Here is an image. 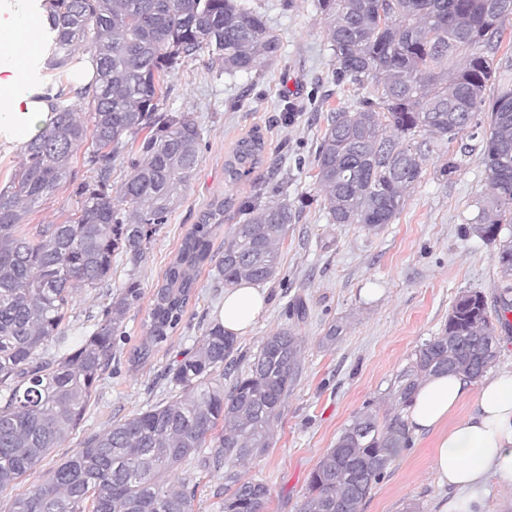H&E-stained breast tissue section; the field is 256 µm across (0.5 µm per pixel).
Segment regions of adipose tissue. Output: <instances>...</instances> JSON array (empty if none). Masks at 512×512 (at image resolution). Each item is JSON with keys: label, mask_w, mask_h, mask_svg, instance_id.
<instances>
[{"label": "adipose tissue", "mask_w": 512, "mask_h": 512, "mask_svg": "<svg viewBox=\"0 0 512 512\" xmlns=\"http://www.w3.org/2000/svg\"><path fill=\"white\" fill-rule=\"evenodd\" d=\"M42 0L0 5V147L21 149L47 127L53 115L39 100L36 74L40 55L18 66L15 47L42 40ZM266 297L248 282L224 292L218 317L226 332L246 334L261 315ZM475 396L473 410L453 420L457 406ZM410 435L436 434L435 471L454 496L451 512H489V485L512 489V369L485 374L479 385L457 373L423 380L404 411Z\"/></svg>", "instance_id": "1"}]
</instances>
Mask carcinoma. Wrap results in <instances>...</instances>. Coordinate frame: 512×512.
<instances>
[{
	"mask_svg": "<svg viewBox=\"0 0 512 512\" xmlns=\"http://www.w3.org/2000/svg\"><path fill=\"white\" fill-rule=\"evenodd\" d=\"M49 66L63 69L82 47L97 64L87 86L46 97L51 124L24 147L0 188V494L9 512H194L197 484L165 475L210 452L201 465L224 475V512H263L266 484L237 467L269 447L272 426L301 367V337L284 327L264 338L248 372L237 374V337L214 324L195 349L172 363L176 397L86 436L81 448L32 489L11 496L84 419L87 403L116 358L126 315L139 307L135 278L100 310L93 331L72 346L61 325L74 296L112 275V254L137 270L146 246L192 177L201 132L188 112L160 111L164 78L201 57L219 74L250 73L276 58L280 41L265 14L243 0H48ZM336 62L337 84L355 88L353 108L327 117L315 155V184L332 224L377 230L391 223L421 181L431 145H456L437 169L448 179L480 133L487 193L476 202L474 231L496 247L504 282L494 311L479 291L458 296L441 333L415 350L392 389L394 411L355 416L312 471L300 512H362L382 475L407 447L402 411L428 375L478 379L498 353L497 327L512 325V58L494 64L512 28V0H315ZM88 101L85 123L70 99ZM91 180L76 189L79 207L63 224L26 228L33 207L53 195L86 143ZM260 129L224 160L234 185L262 164ZM128 175L111 188L112 169ZM233 197L215 199L183 237L156 286L146 336L129 357L145 365L182 321L212 238ZM246 218L224 239L218 279L264 282L278 273L276 243L296 213L257 194L239 206ZM233 376L229 387L224 378Z\"/></svg>",
	"mask_w": 512,
	"mask_h": 512,
	"instance_id": "obj_1",
	"label": "carcinoma"
}]
</instances>
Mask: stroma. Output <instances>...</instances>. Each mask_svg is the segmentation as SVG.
<instances>
[{
    "instance_id": "1",
    "label": "stroma",
    "mask_w": 512,
    "mask_h": 512,
    "mask_svg": "<svg viewBox=\"0 0 512 512\" xmlns=\"http://www.w3.org/2000/svg\"><path fill=\"white\" fill-rule=\"evenodd\" d=\"M245 2L265 13L271 33L282 44L281 54L256 71L234 77L209 71L202 59L186 62L166 77L163 111L192 113L202 129L198 166L167 223L147 245L138 273L143 295L123 323L119 360L92 393L80 427L40 469L48 471L75 453L89 433L175 395L167 369L217 321L224 285L214 262L224 253L230 227L242 221L241 211L225 213L224 225L213 238L214 261L202 268L182 323L145 366L134 369L128 357L144 336L156 286L209 203L250 196L273 167L286 178L282 197L298 218L280 238L278 276L262 286L265 310L238 339L243 355L238 367L246 369L263 338L286 326L303 340L301 373L269 448L240 472L268 486L265 512H300L309 476L322 455L365 407L381 414L388 411L389 392L398 376L409 367L414 351L441 332L455 298L477 290L495 303L501 279L493 246L471 224L475 203L485 191L477 151L452 179L443 180L434 170L447 160L451 147L436 146L400 214L379 231L329 223L314 185L315 151L328 114L353 106L357 95L351 86L335 81L333 52L313 0ZM287 104L293 107L288 115L283 112ZM255 127L266 142L265 164L237 184H227L224 160L235 142ZM78 201L72 181L62 182L54 195L32 209L28 222L63 223ZM129 270L124 255L115 254L107 284L77 296L61 327L69 342L89 334L92 315L125 285ZM299 303L306 310L301 317L294 311ZM334 324L343 331L334 344H324ZM177 475L198 484L195 512H223V477L195 462L185 464ZM451 497L450 489L436 481L434 439L424 435L400 453L363 512H440Z\"/></svg>"
}]
</instances>
